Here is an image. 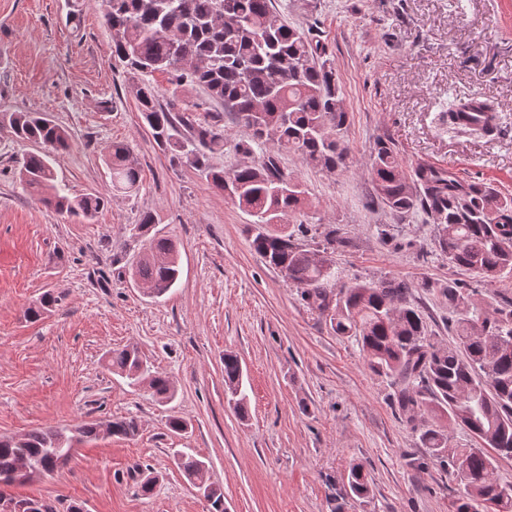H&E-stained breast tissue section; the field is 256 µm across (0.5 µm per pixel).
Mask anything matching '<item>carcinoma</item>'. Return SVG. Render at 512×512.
Instances as JSON below:
<instances>
[{"instance_id":"1","label":"carcinoma","mask_w":512,"mask_h":512,"mask_svg":"<svg viewBox=\"0 0 512 512\" xmlns=\"http://www.w3.org/2000/svg\"><path fill=\"white\" fill-rule=\"evenodd\" d=\"M103 17L112 35V54L135 74L165 72L179 87L198 85L224 103L244 131L234 144L243 156L258 155L229 169L206 164V154L224 149V128L180 112L177 100L162 107L149 83H134L140 112L155 141L174 162L200 168L209 184L228 192L237 206L257 218L251 248L288 282L307 303L329 317L333 331L355 339L369 370L393 379L394 402L411 414L420 447L436 459H448L464 482L456 512H512V482L496 475L500 457H512V300L486 306L455 280L437 288L454 314V345L444 347L428 336L412 289L395 278L355 279L337 285L333 255L345 240L336 228L325 230L311 248L292 240L283 218L308 208L302 185L284 173L273 144L304 163L334 173L347 166L348 123L333 63L310 35L279 20L273 0H102ZM35 150L24 155L18 176L45 206L67 218L93 219L105 199L96 193L72 195L55 175V153L69 146L64 128L41 112H1L0 126ZM189 129L184 138L180 129ZM112 190L135 193L139 167L130 148L112 143L105 156ZM376 191L390 212L426 213L434 243L448 264L477 273L492 284L512 275V197L484 182H465L444 168L418 164L413 174L393 145L377 142L369 159ZM176 242L158 232L127 266L129 280L159 297L180 277ZM55 302L45 293L26 314L37 321ZM108 365L133 383H148L166 403L174 395L169 379L143 367L138 349L110 353ZM224 392L240 417L248 413L245 374L240 359L224 354ZM466 428L478 448H454L448 430L436 424ZM81 436L133 438V418L91 421L75 428ZM66 430L43 428L15 438H0V485L16 484L21 459L39 473L55 471L67 460ZM178 462L193 481L205 475V463L181 453ZM351 498L372 495L368 474L360 464L349 469ZM203 498L210 512H224V492L206 483Z\"/></svg>"}]
</instances>
